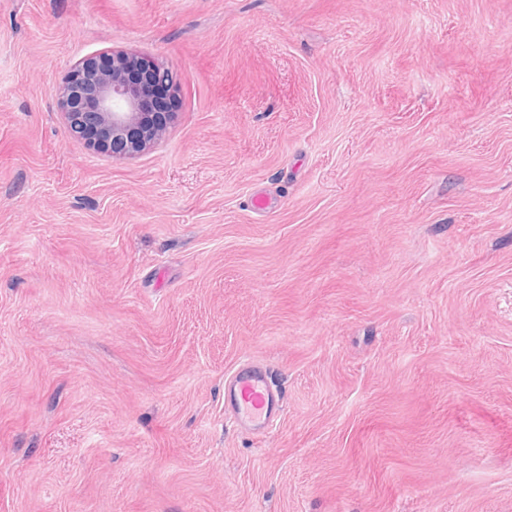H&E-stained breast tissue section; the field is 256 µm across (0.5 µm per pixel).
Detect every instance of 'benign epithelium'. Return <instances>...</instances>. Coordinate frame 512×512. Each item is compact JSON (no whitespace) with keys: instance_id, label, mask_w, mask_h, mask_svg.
<instances>
[{"instance_id":"7a95c632","label":"benign epithelium","mask_w":512,"mask_h":512,"mask_svg":"<svg viewBox=\"0 0 512 512\" xmlns=\"http://www.w3.org/2000/svg\"><path fill=\"white\" fill-rule=\"evenodd\" d=\"M175 86L164 62L112 49L76 61L52 94L73 136L100 155L131 158L159 140L146 107L156 93L175 96Z\"/></svg>"}]
</instances>
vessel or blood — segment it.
I'll return each mask as SVG.
<instances>
[{"instance_id": "1", "label": "vessel or blood", "mask_w": 512, "mask_h": 512, "mask_svg": "<svg viewBox=\"0 0 512 512\" xmlns=\"http://www.w3.org/2000/svg\"><path fill=\"white\" fill-rule=\"evenodd\" d=\"M224 397L233 405L236 420L248 423L268 422L283 409V398L268 384L265 370L251 363L232 374Z\"/></svg>"}]
</instances>
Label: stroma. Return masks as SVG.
Here are the masks:
<instances>
[{"label": "stroma", "mask_w": 512, "mask_h": 512, "mask_svg": "<svg viewBox=\"0 0 512 512\" xmlns=\"http://www.w3.org/2000/svg\"><path fill=\"white\" fill-rule=\"evenodd\" d=\"M110 48L133 158L52 96ZM0 512H512V0H0ZM175 86L164 62L112 49L76 61L52 94L73 136L100 155L131 158L159 140L154 113L144 111L155 93L174 98ZM234 406L237 421L248 423L268 422L283 409V398L278 390L270 387L266 371L259 365L240 366L224 387V400Z\"/></svg>", "instance_id": "stroma-1"}]
</instances>
